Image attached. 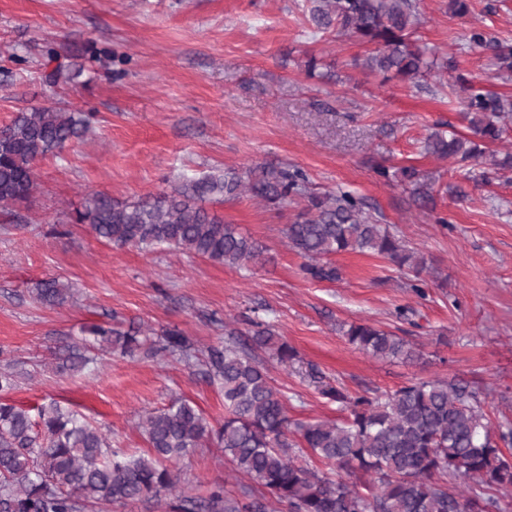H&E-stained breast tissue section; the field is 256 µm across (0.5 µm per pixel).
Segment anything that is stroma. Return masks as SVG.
I'll list each match as a JSON object with an SVG mask.
<instances>
[{
	"mask_svg": "<svg viewBox=\"0 0 512 512\" xmlns=\"http://www.w3.org/2000/svg\"><path fill=\"white\" fill-rule=\"evenodd\" d=\"M312 0H0V126L16 112L57 106L94 113L92 130L35 164L28 207L0 212V367L27 370L9 394L36 407L57 401L99 427L113 448L147 451L145 412L190 400L211 423L224 419V393L179 356L105 357L77 375L56 370L52 351L83 326L162 333L179 329L199 348L220 346L250 310L298 352L290 368L260 351L288 414L336 420V404L307 376L377 397L417 380L462 378L488 387L492 425L512 423V174L489 162L457 165L425 153L436 126L465 130L457 77L512 95L485 53L464 35L479 26L512 40V0H472L465 17L448 0H417L416 36L430 68L413 80L363 71L370 45L323 32ZM78 75L56 87L43 79L47 48ZM315 60V72L306 63ZM255 164L301 169L311 191L344 190L436 272L424 295L410 274L373 253L342 252L335 281L304 277L302 257L283 234L299 204L245 196L217 205L226 223L266 249L265 264L226 266L167 246L116 248L69 215L101 192L134 202L185 177ZM415 165L433 177L435 206L409 207V191L376 165ZM447 225L437 224L436 215ZM71 287L61 307L40 304L35 284ZM401 306L412 321L396 319ZM368 322L407 337L422 359L405 364L349 345L343 326ZM193 494L240 486L216 443L182 462Z\"/></svg>",
	"mask_w": 512,
	"mask_h": 512,
	"instance_id": "1",
	"label": "stroma"
}]
</instances>
